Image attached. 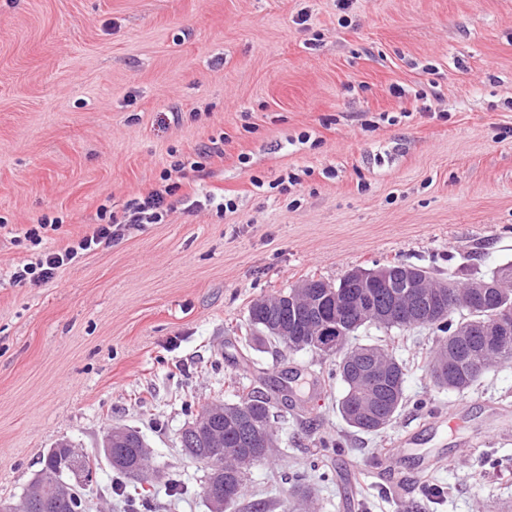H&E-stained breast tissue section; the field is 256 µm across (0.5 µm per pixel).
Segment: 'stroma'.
<instances>
[{
  "label": "stroma",
  "mask_w": 512,
  "mask_h": 512,
  "mask_svg": "<svg viewBox=\"0 0 512 512\" xmlns=\"http://www.w3.org/2000/svg\"><path fill=\"white\" fill-rule=\"evenodd\" d=\"M196 156L181 181L235 213L176 195L164 223L125 225L53 281L14 279ZM290 173L300 182L280 194ZM46 216L59 230L30 245ZM504 261L512 0H353L345 13L336 0H0V499L20 497L58 441L92 456L119 424L189 486L154 484L156 512H209L207 469L181 448L184 401L234 403L242 384L293 372L282 456L251 468L235 512L286 497L324 437L342 449L317 512H512V443L493 432L512 421V364L438 391L422 369L432 333L362 328L354 344L407 366L403 408L366 434L338 411L342 382L316 381L331 357L257 351L241 331L253 300L313 276L399 262L461 277ZM408 438L452 464L397 457Z\"/></svg>",
  "instance_id": "stroma-1"
}]
</instances>
